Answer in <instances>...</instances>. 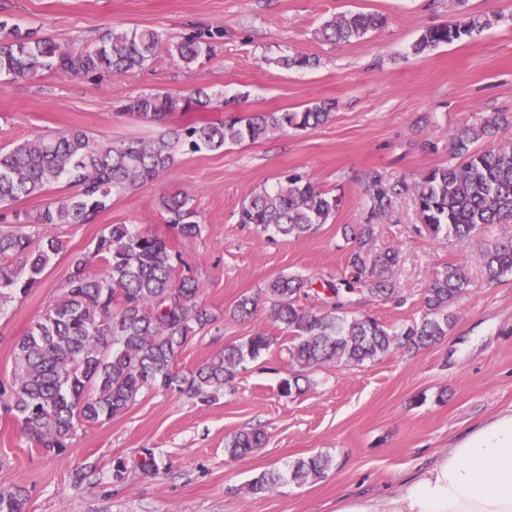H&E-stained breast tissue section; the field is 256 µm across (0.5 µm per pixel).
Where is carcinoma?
<instances>
[{
	"label": "carcinoma",
	"instance_id": "carcinoma-1",
	"mask_svg": "<svg viewBox=\"0 0 512 512\" xmlns=\"http://www.w3.org/2000/svg\"><path fill=\"white\" fill-rule=\"evenodd\" d=\"M383 17L371 12L341 14L323 22L324 39L349 42L381 26ZM494 19L471 16L424 31L418 54L490 28ZM162 44L154 29H104L93 46L60 47L49 37H34L20 26L0 21V78L17 79L49 69L71 76L127 72L144 68ZM211 51V45L189 37L176 45V54L189 65ZM202 88L187 94L151 93L127 100L124 112L154 123L210 104ZM332 105L322 102L300 112H257L224 120L192 122L168 134L102 143L82 130L40 135L0 152V205L41 194L67 181L79 192L35 215L15 214V223L0 224V297L4 291L29 293L41 283L51 256L62 250L57 239L34 241L31 224H90L106 210L112 196L144 184L170 169L181 151H216L228 143H257L287 128L307 129L325 124ZM512 128V115L493 113L453 134L456 164L435 167L411 183L401 182L414 197L423 230L431 237L469 244L485 224H512V146L499 134ZM490 141L483 150L470 144ZM397 194L395 186L371 177V217L386 215ZM338 207L311 178L297 172L271 189L255 191L242 203L238 223L283 237L300 238L327 223ZM164 223L183 239L199 235L195 210L187 194L160 200ZM358 245L338 275L319 280L328 298L321 310L300 304L313 286L310 278L280 276L263 289L271 323L288 335L289 364L296 375L284 379L279 395L301 393L299 374L323 367L351 368L384 358L395 350L417 352L448 335L453 308L472 285L462 264L448 263L434 272L423 296L422 315L411 323L389 328L378 319L351 310L356 291L386 301L399 289L392 282L396 251L375 253L369 247L373 225L350 229ZM100 261L102 272L90 270ZM181 254L165 238L135 233L126 224H111L88 256L71 260L64 288L51 310L35 321L14 347L15 369L9 385L0 382L3 409L16 412L27 437L40 447L61 454L77 431L122 414L145 390L172 386L191 398L207 402L211 392L232 384L249 361L270 350L275 339L256 331L224 345L190 375L176 370L188 337L205 329L212 316L196 300L194 279L177 273ZM486 281L498 284L512 276V236L485 245ZM259 298L245 296L233 316L251 317ZM260 431H242L226 442L237 459L263 447ZM330 466L326 455L296 462L288 475L262 472L249 483L257 496L273 491L285 479L298 484L320 480ZM27 490L0 486V512H25Z\"/></svg>",
	"mask_w": 512,
	"mask_h": 512
}]
</instances>
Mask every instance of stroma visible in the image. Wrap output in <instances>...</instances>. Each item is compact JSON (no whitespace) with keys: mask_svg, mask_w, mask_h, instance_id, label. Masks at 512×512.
<instances>
[{"mask_svg":"<svg viewBox=\"0 0 512 512\" xmlns=\"http://www.w3.org/2000/svg\"><path fill=\"white\" fill-rule=\"evenodd\" d=\"M374 12L385 23L364 38L329 43L322 23L348 12ZM495 16L480 34L418 55L413 46L429 27ZM20 25L59 45L90 42L99 32L150 28L163 43L146 68L72 77L52 70L0 86V149L47 132L81 129L96 141L152 138L191 121L227 112L299 111L334 103L329 121L288 129L255 144L179 153L152 182L114 195L90 224H42L40 238L63 244L42 283L0 301V381H10L14 345L51 308L71 259L91 253L111 224H126L175 242L180 272L193 276L198 301L215 320L194 333L177 360L190 373L228 342L271 330L264 310L234 318L245 296L284 275L317 278L344 268L348 226L366 223L371 176L413 181L452 161L450 137L494 112L512 113V0H0V21ZM211 36V54L191 65L173 45ZM285 55L313 66L284 69ZM204 88L208 108L154 124L118 112L120 101L147 93ZM310 177L339 200L327 224L299 239L238 222L251 192L275 185L285 172ZM192 197L198 237L180 240L160 219L162 197ZM411 193L394 198L374 226L371 247L397 249L393 280L401 304L357 294V311L396 328L419 318L434 271L457 261L473 281L455 308V322L438 344L392 352L357 368H322L283 398L278 387L293 370L278 344L246 363L231 386L201 403L173 389L143 392L121 415L78 430L62 454L37 448L20 420L0 412V477L29 491L26 512H336L350 494L382 497L412 478L437 453L472 430L512 412V278L490 287L482 275L484 244L512 232L484 225L460 248L417 230ZM264 431L263 448L231 460L224 443L234 433ZM329 456L325 479L288 483L254 496L257 474L282 471L302 458ZM154 456L159 474L143 471ZM126 473L115 478L113 464Z\"/></svg>","mask_w":512,"mask_h":512,"instance_id":"1","label":"stroma"}]
</instances>
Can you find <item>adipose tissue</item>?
Returning <instances> with one entry per match:
<instances>
[{"label":"adipose tissue","instance_id":"obj_1","mask_svg":"<svg viewBox=\"0 0 512 512\" xmlns=\"http://www.w3.org/2000/svg\"><path fill=\"white\" fill-rule=\"evenodd\" d=\"M337 512H512V413L442 452L393 495H349Z\"/></svg>","mask_w":512,"mask_h":512}]
</instances>
